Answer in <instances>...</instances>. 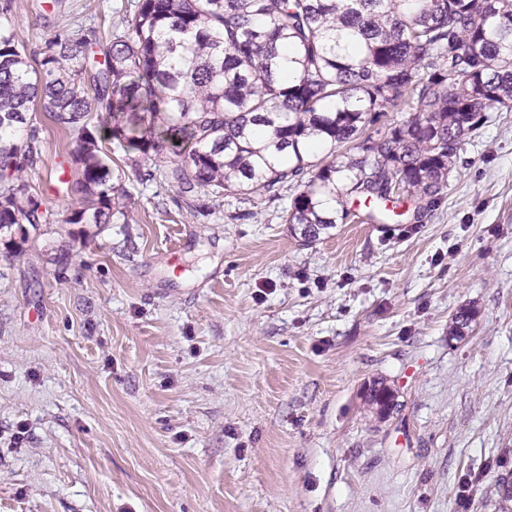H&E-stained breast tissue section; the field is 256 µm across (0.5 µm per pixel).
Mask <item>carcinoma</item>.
Segmentation results:
<instances>
[{
    "label": "carcinoma",
    "instance_id": "carcinoma-1",
    "mask_svg": "<svg viewBox=\"0 0 512 512\" xmlns=\"http://www.w3.org/2000/svg\"><path fill=\"white\" fill-rule=\"evenodd\" d=\"M13 4L0 0V230L48 220L22 177L39 159L20 140L37 105L68 128L81 173L85 206L67 224L112 218L115 139L172 151L162 176L182 193L299 188L283 219L308 240L357 203L370 221L404 196L418 214L435 205L485 113L512 111V0H137L88 80L96 32L62 28L33 60L8 27ZM471 319L460 311L449 333ZM372 390L386 412L393 392Z\"/></svg>",
    "mask_w": 512,
    "mask_h": 512
}]
</instances>
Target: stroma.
Masks as SVG:
<instances>
[{
  "mask_svg": "<svg viewBox=\"0 0 512 512\" xmlns=\"http://www.w3.org/2000/svg\"><path fill=\"white\" fill-rule=\"evenodd\" d=\"M134 3L15 0L9 26L31 56L96 30L100 62ZM28 129L49 221L0 232V512H501L512 111L488 113L420 217L310 243L282 219L292 191L189 201L115 140L121 212L68 223L80 173L52 185L70 135L41 111Z\"/></svg>",
  "mask_w": 512,
  "mask_h": 512,
  "instance_id": "1",
  "label": "stroma"
}]
</instances>
